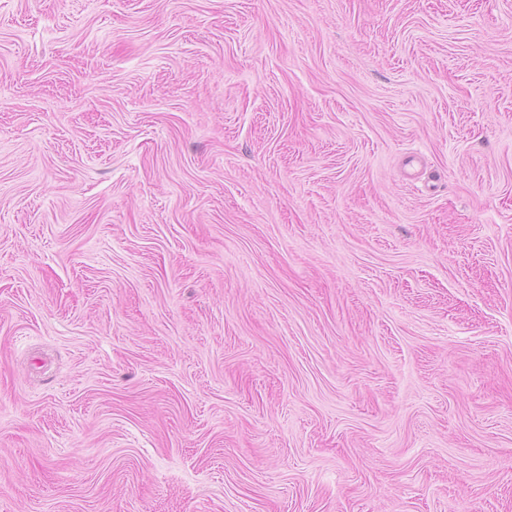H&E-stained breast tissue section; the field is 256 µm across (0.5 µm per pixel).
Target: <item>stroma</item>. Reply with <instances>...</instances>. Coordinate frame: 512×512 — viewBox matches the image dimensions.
I'll use <instances>...</instances> for the list:
<instances>
[{"instance_id":"obj_1","label":"stroma","mask_w":512,"mask_h":512,"mask_svg":"<svg viewBox=\"0 0 512 512\" xmlns=\"http://www.w3.org/2000/svg\"><path fill=\"white\" fill-rule=\"evenodd\" d=\"M0 512H512V0H0Z\"/></svg>"}]
</instances>
